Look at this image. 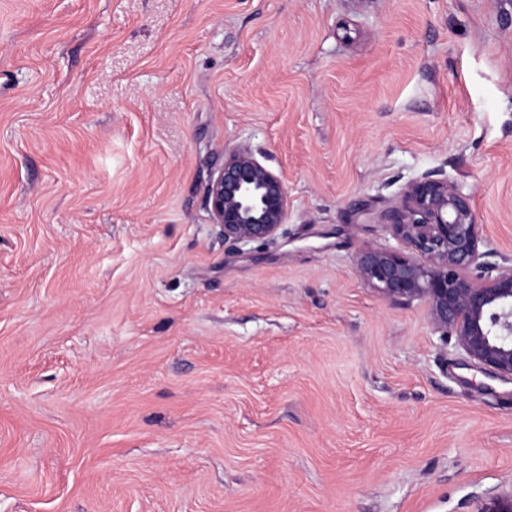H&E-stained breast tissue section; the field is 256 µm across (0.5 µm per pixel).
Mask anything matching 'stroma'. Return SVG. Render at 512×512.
I'll return each instance as SVG.
<instances>
[{"label": "stroma", "instance_id": "stroma-1", "mask_svg": "<svg viewBox=\"0 0 512 512\" xmlns=\"http://www.w3.org/2000/svg\"><path fill=\"white\" fill-rule=\"evenodd\" d=\"M242 142L268 241L208 208ZM426 174L512 268V0H0V512L512 491V384L354 269ZM208 202L225 241H264L276 236L288 211L284 179L263 163L249 145H236L211 177Z\"/></svg>", "mask_w": 512, "mask_h": 512}]
</instances>
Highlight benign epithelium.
Returning a JSON list of instances; mask_svg holds the SVG:
<instances>
[{
	"mask_svg": "<svg viewBox=\"0 0 512 512\" xmlns=\"http://www.w3.org/2000/svg\"><path fill=\"white\" fill-rule=\"evenodd\" d=\"M208 202L224 240L264 241L284 224L288 189L241 143L211 177ZM379 221L394 227L410 253L364 248L356 255L357 274L386 299H426L443 339L455 338L471 362L512 382V268L490 274L469 197L447 179L426 175ZM479 512H512V492L489 497Z\"/></svg>",
	"mask_w": 512,
	"mask_h": 512,
	"instance_id": "benign-epithelium-1",
	"label": "benign epithelium"
}]
</instances>
